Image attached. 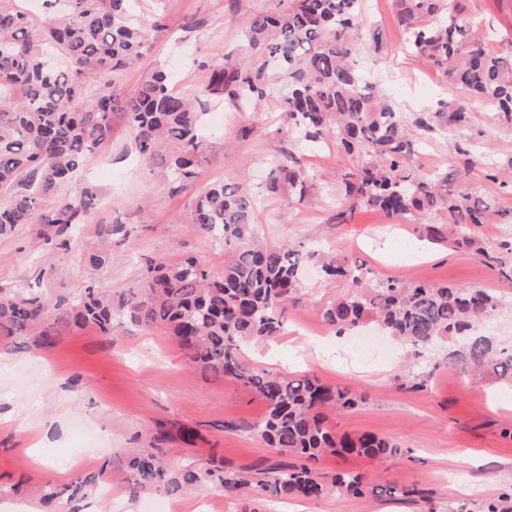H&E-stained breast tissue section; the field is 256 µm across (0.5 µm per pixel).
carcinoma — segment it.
<instances>
[{
	"label": "carcinoma",
	"instance_id": "carcinoma-1",
	"mask_svg": "<svg viewBox=\"0 0 512 512\" xmlns=\"http://www.w3.org/2000/svg\"><path fill=\"white\" fill-rule=\"evenodd\" d=\"M44 3L54 11L39 23L15 0H0V235L18 224H40L50 231L43 236L46 245L70 244V229L98 212L101 198L90 187L75 196L64 190L86 156L112 136L114 112L125 115L141 157L178 192L193 183L204 158L206 113L197 98L257 106L274 93L288 131L298 132L310 146L330 144L353 162L336 186L337 200L351 210L378 211L408 224L443 215L497 277L512 284V266L471 237L473 227L484 223L490 198L471 188L469 169L450 176L413 163L419 135L468 125L472 100L487 103L501 121L512 124V56L492 53L486 24L460 20L453 0H393L407 49L466 93L411 119L363 77L358 63L361 0H289L283 10L246 21L252 61L208 66L198 97L173 93L168 75L156 70L126 100L115 89L101 90L99 78L122 73L142 56L144 32L131 0ZM320 180L290 154L270 169L261 186L243 178L215 182L199 192L191 221L224 249L218 273L193 255L158 260L147 266L140 287L115 298L89 285L76 304L55 302L22 286L0 288V336L59 324L92 325L104 334L125 323L166 330L201 372L238 382L264 402L265 415L251 428L256 437L278 456L303 460L251 474L214 459L205 469L188 466L170 476L163 448L167 434L159 431L125 462L131 493H172L211 483L226 495L247 489L278 500L419 494L414 487L374 484L360 473L328 477L309 468L307 462L326 453L383 459L399 449L373 434L338 436L329 427L327 413H345L364 401L357 392L310 374L285 378L241 360L249 344L282 333L288 307L301 300L303 268L317 257L324 280L357 287L321 310L336 334L356 332L372 321L421 350L450 342L451 363L491 372L512 388V346L477 327L500 308L499 294L396 277L365 286L361 266L354 262L259 240L261 195L286 190L303 198ZM50 197L58 198L56 205L42 208ZM126 235L124 224L96 225V237L105 242ZM430 375L429 370H408L404 384L422 389Z\"/></svg>",
	"mask_w": 512,
	"mask_h": 512
}]
</instances>
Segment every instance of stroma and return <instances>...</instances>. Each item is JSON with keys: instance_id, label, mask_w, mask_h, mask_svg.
<instances>
[{"instance_id": "obj_1", "label": "stroma", "mask_w": 512, "mask_h": 512, "mask_svg": "<svg viewBox=\"0 0 512 512\" xmlns=\"http://www.w3.org/2000/svg\"><path fill=\"white\" fill-rule=\"evenodd\" d=\"M287 0H136L134 8L150 30L140 63L119 77L104 75L101 86L118 84L134 94L144 79L165 69L178 92L195 93L206 65L248 55L243 28L253 15L279 10ZM460 17L491 25L488 47L512 54V0H456ZM362 53L366 77L380 79L387 98L404 115L464 98L433 68L410 53L397 24L392 0H362ZM206 150L195 181L171 193L158 169L141 160L120 116L112 136L89 155L73 190L90 186L103 198L91 223L74 232L69 248L46 252L41 226L20 224L0 236V287L25 286L52 299L77 302L88 284L112 294L139 286L150 258L194 255L213 270L224 266L223 249L205 239L191 222L196 193L209 184L247 175L261 183L285 152H303L292 135L281 132L276 101L264 112L235 110L209 101ZM462 129L429 135L414 162L425 170L470 165L473 189L484 192L486 173L512 171V126L500 122L480 101L470 106ZM257 133L241 136L245 125ZM466 147L469 157L459 156ZM304 154L305 164L322 173L312 195L288 192L261 196L258 231L273 244L334 249L337 259L356 258L366 279L402 277L461 288H492L503 304L490 331L512 342V285L500 281L472 249L448 242L432 244L420 224H398L374 211H344L334 200L341 176L351 166L334 147ZM512 188L500 189L485 224L474 234L483 245L512 240ZM121 221L129 226L125 243H112L110 259L88 261L99 249L94 226ZM351 282H325L316 267L305 272L303 300L287 312V326L271 341L249 347L245 364L284 376L310 373L325 383L345 385L367 401L349 413L330 417L336 434L371 433L396 444L401 454L378 461L327 454L312 461L323 475L364 474L378 484L414 486L423 497L392 501L330 495L316 502H268L225 497L201 486L165 493L130 494L123 461L145 446L148 433L168 432L166 464L177 472L207 467L211 457L226 467L262 468L279 463L261 440L246 432L258 422L264 403L239 383L214 378L188 364L176 340L159 328L131 324L109 334L91 326H72L43 334L31 329L0 337V503H37L45 487L61 489L54 512H202L206 502L226 501L231 512H446L462 505L481 512L485 501L512 493V400L494 376L474 377L448 361L447 347L423 355L388 336L377 350H354L351 338L326 327L320 311L352 293ZM433 368L424 390L402 385L406 368ZM195 429L193 443L179 428ZM105 471L107 490L85 489L80 500L66 489L87 474Z\"/></svg>"}]
</instances>
